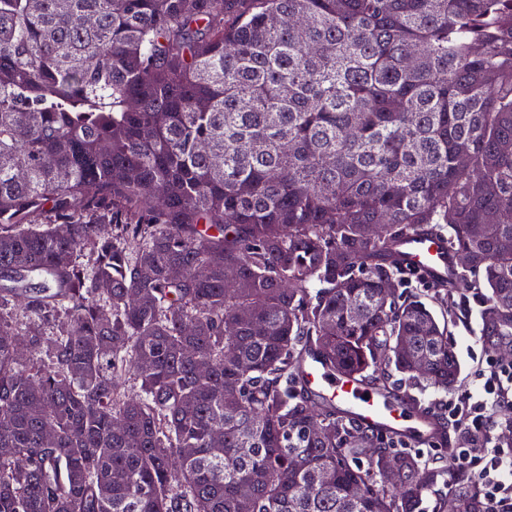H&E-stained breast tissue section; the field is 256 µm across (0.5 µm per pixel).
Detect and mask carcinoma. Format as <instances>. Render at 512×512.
Here are the masks:
<instances>
[{"mask_svg": "<svg viewBox=\"0 0 512 512\" xmlns=\"http://www.w3.org/2000/svg\"><path fill=\"white\" fill-rule=\"evenodd\" d=\"M469 293L512 346V0H0V512H490L304 384L455 389ZM399 248L403 254L402 266L420 273L430 283L446 281L455 269L456 259L448 252V242L442 238L408 234Z\"/></svg>", "mask_w": 512, "mask_h": 512, "instance_id": "obj_1", "label": "carcinoma"}]
</instances>
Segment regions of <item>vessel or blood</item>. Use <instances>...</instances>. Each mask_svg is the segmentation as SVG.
I'll use <instances>...</instances> for the list:
<instances>
[{"label":"vessel or blood","instance_id":"obj_1","mask_svg":"<svg viewBox=\"0 0 512 512\" xmlns=\"http://www.w3.org/2000/svg\"><path fill=\"white\" fill-rule=\"evenodd\" d=\"M399 248L403 267L420 273L431 283L447 279L456 266L447 241L439 237L409 234ZM306 381L314 395L334 402L357 425L389 432L416 444L435 443L442 437L437 417L419 412L410 401L385 397L364 379L331 372L319 360L307 361Z\"/></svg>","mask_w":512,"mask_h":512}]
</instances>
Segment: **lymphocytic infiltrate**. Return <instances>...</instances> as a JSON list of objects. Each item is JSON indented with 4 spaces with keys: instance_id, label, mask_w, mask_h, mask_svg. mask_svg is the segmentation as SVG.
Returning <instances> with one entry per match:
<instances>
[{
    "instance_id": "lymphocytic-infiltrate-1",
    "label": "lymphocytic infiltrate",
    "mask_w": 512,
    "mask_h": 512,
    "mask_svg": "<svg viewBox=\"0 0 512 512\" xmlns=\"http://www.w3.org/2000/svg\"><path fill=\"white\" fill-rule=\"evenodd\" d=\"M480 392L464 387L437 407L457 430L451 477L471 480L492 512H512V362L487 357Z\"/></svg>"
}]
</instances>
